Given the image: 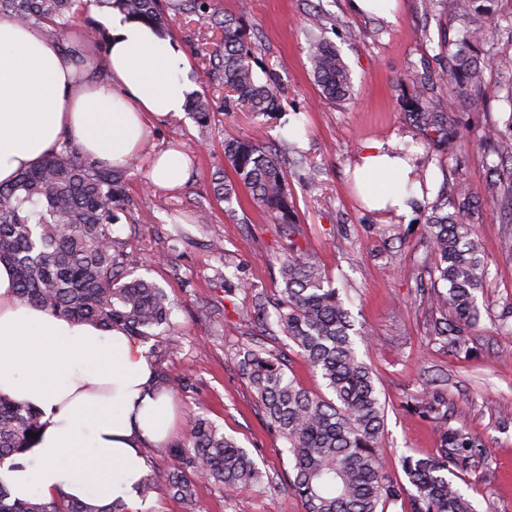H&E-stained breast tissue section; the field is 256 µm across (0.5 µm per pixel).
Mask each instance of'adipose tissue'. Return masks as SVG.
Here are the masks:
<instances>
[{
	"instance_id": "1",
	"label": "adipose tissue",
	"mask_w": 512,
	"mask_h": 512,
	"mask_svg": "<svg viewBox=\"0 0 512 512\" xmlns=\"http://www.w3.org/2000/svg\"><path fill=\"white\" fill-rule=\"evenodd\" d=\"M103 21L107 76L91 80L38 29L0 19V184L66 138L86 157L124 166L140 151L148 119L186 111L195 85L172 40L117 10ZM188 170V157L170 149L152 160L148 180L172 191ZM354 175L371 209L408 214L423 198L415 159L383 143L361 146ZM153 380L135 338L25 302L10 264L0 262V395L38 410L43 425L32 448L0 462L13 498L97 505L131 494L147 469L143 446L175 428L172 398Z\"/></svg>"
}]
</instances>
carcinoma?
<instances>
[{
  "instance_id": "1",
  "label": "carcinoma",
  "mask_w": 512,
  "mask_h": 512,
  "mask_svg": "<svg viewBox=\"0 0 512 512\" xmlns=\"http://www.w3.org/2000/svg\"><path fill=\"white\" fill-rule=\"evenodd\" d=\"M128 17L154 26L167 36L170 13L194 14L219 27L223 43L209 55V74L236 96L234 102L261 114L274 109L277 87L270 75L260 76L254 65L260 52L247 38L242 17L213 9V0H96ZM462 23L454 47H445L448 67L437 80L448 87V111L479 93L489 75L508 78L503 86L512 107V55L499 51V35L512 34V11L492 8L497 0H452ZM81 0H0V18L36 27L57 43L78 66L87 62L86 48L98 44L101 31L87 27L84 38L72 42L65 32L78 16ZM312 76L329 101H345L352 93L350 71L336 48L317 37L309 41ZM415 110L412 116L425 133L450 146L459 138L447 111L423 103L428 82L409 78ZM188 109L201 124L211 107L201 97H191ZM224 155L237 179L253 201L279 226L291 244L281 262L283 283L275 322L296 352L324 380L327 398L300 386L289 377L284 363L264 349L244 348L238 366L255 391L269 423L287 442L283 452L292 463L293 494L304 512H474L470 500L448 477L449 466L466 469L472 450L483 447L473 436L448 428L437 400L423 402L438 421L439 457H406L402 460L407 482L392 477L379 448L384 427L385 403L376 387L372 368L360 360L351 331L353 324L343 301L326 280L315 259L295 244L300 234L299 217L288 193L284 159L249 139L224 143ZM136 162L114 169L84 157L70 142L38 166L21 172L9 185H0V261L13 267L19 297L50 313L122 330L128 336L148 340L167 337V350L177 347L172 305L163 289L143 278H127L121 240L115 235L128 173ZM457 210L448 214L440 207L428 215L435 252L431 272L449 284L438 292L434 304L454 313L442 314L437 335L447 344L460 343L461 326L477 319L476 293L484 282V257L466 220L471 193L456 184ZM41 413L25 404L0 396V460L30 447L42 427ZM188 444L171 449L175 463L166 474L170 490L182 501L185 512H195L197 481H211L226 489L265 485L264 473L246 449L224 436L208 419L189 416ZM158 475L145 473L135 487L147 500ZM0 512H128L116 498L92 507L63 498L44 501L37 497H11L0 481Z\"/></svg>"
}]
</instances>
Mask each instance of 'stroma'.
<instances>
[{
	"mask_svg": "<svg viewBox=\"0 0 512 512\" xmlns=\"http://www.w3.org/2000/svg\"><path fill=\"white\" fill-rule=\"evenodd\" d=\"M244 23L261 42V65L280 92L278 111L254 114L224 109L223 84L208 75L210 52L223 33L195 16L176 17L171 38L186 56L198 92L212 112L206 125L191 115L151 124L140 152L142 167L124 189L118 226L132 276L164 288L174 305L180 347L165 348L157 336L145 355L175 402L177 423L165 444L145 448L160 480L148 499L130 496V512H184L165 475L169 448L186 444L188 413L202 415L246 448L266 472L264 489L227 490L198 482L197 512H304L288 485L292 469L281 456L285 441L272 429L237 364L239 350L262 347L287 359L286 372L314 393L325 390L320 375L285 348L284 334L267 336L246 318L255 296L280 297L279 261L288 241L267 215L240 191L233 212L214 193L234 172L224 142L247 138L260 144L288 142V192L302 233L297 246L313 255L336 288L363 340L355 348L370 365L386 406L382 446L390 472L402 477L403 457L431 458L439 448L436 422L417 408L424 398L441 400L448 426L482 440L475 463L456 471L476 512H512V249L502 246L512 226L503 224L493 199L503 187L489 171L494 144L483 136L504 126L512 107L498 80L459 104L453 119L462 139L445 153L410 122L406 107L410 72L436 73L440 46L455 38L459 22L450 0L426 13L424 0H397L392 20L351 12L348 0H249ZM336 45L351 70V100L323 99L307 59L308 32ZM390 143L417 159L433 186L408 215L366 209L355 193L350 169L361 145ZM189 148L191 172L177 191L150 187L145 160L166 148ZM467 181L476 200L468 219L484 251L483 288L477 294L479 322L451 347L435 333L441 313L431 296L446 291L434 282L431 241L424 224L435 202L457 205L454 187ZM207 212L204 224L194 212Z\"/></svg>",
	"mask_w": 512,
	"mask_h": 512,
	"instance_id": "stroma-1",
	"label": "stroma"
}]
</instances>
